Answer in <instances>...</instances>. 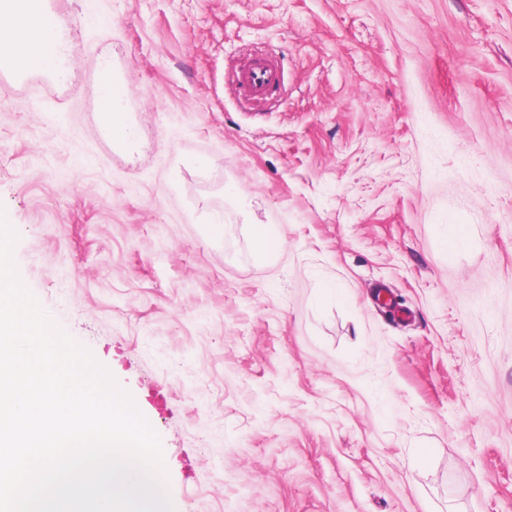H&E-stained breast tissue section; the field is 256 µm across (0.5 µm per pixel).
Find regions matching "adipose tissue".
Returning a JSON list of instances; mask_svg holds the SVG:
<instances>
[{
	"mask_svg": "<svg viewBox=\"0 0 512 512\" xmlns=\"http://www.w3.org/2000/svg\"><path fill=\"white\" fill-rule=\"evenodd\" d=\"M57 36L52 14L29 7L27 0H0V61L21 69L49 72L55 58L46 50Z\"/></svg>",
	"mask_w": 512,
	"mask_h": 512,
	"instance_id": "1",
	"label": "adipose tissue"
}]
</instances>
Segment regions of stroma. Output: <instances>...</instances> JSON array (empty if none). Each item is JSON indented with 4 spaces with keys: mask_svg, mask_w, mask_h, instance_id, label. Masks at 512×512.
<instances>
[{
    "mask_svg": "<svg viewBox=\"0 0 512 512\" xmlns=\"http://www.w3.org/2000/svg\"><path fill=\"white\" fill-rule=\"evenodd\" d=\"M36 6L57 70L0 64L14 261L176 512H512V0ZM257 55L285 85L248 104ZM124 95L123 89H116L112 83H108L102 90V101L104 105V117L106 126L111 133L124 141H131L130 127L126 124L119 104ZM251 235L255 250L259 256L280 252L284 245L283 234L264 224L251 225Z\"/></svg>",
    "mask_w": 512,
    "mask_h": 512,
    "instance_id": "35a3bbf8",
    "label": "stroma"
}]
</instances>
